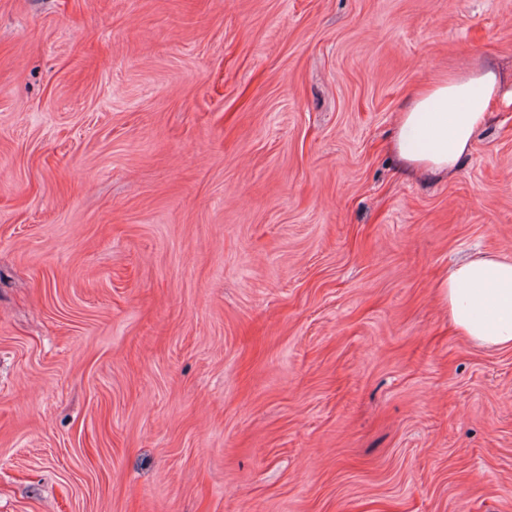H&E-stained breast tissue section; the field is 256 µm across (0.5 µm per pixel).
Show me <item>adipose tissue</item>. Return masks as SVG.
<instances>
[{
  "mask_svg": "<svg viewBox=\"0 0 512 512\" xmlns=\"http://www.w3.org/2000/svg\"><path fill=\"white\" fill-rule=\"evenodd\" d=\"M502 82L494 67L474 64L419 85L394 120L389 151L400 168L433 179L453 175ZM438 288L448 320L461 336L485 348L512 349V254L460 262Z\"/></svg>",
  "mask_w": 512,
  "mask_h": 512,
  "instance_id": "ef3b65f1",
  "label": "adipose tissue"
}]
</instances>
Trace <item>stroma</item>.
Returning a JSON list of instances; mask_svg holds the SVG:
<instances>
[{
	"label": "stroma",
	"instance_id": "stroma-1",
	"mask_svg": "<svg viewBox=\"0 0 512 512\" xmlns=\"http://www.w3.org/2000/svg\"><path fill=\"white\" fill-rule=\"evenodd\" d=\"M512 91V0H0V512H512V104L458 170L414 86ZM502 74L490 65L448 69L419 85L394 120L389 151L407 174L448 178L469 153L497 100ZM448 320L469 341L512 349V254L475 255L437 286Z\"/></svg>",
	"mask_w": 512,
	"mask_h": 512
}]
</instances>
